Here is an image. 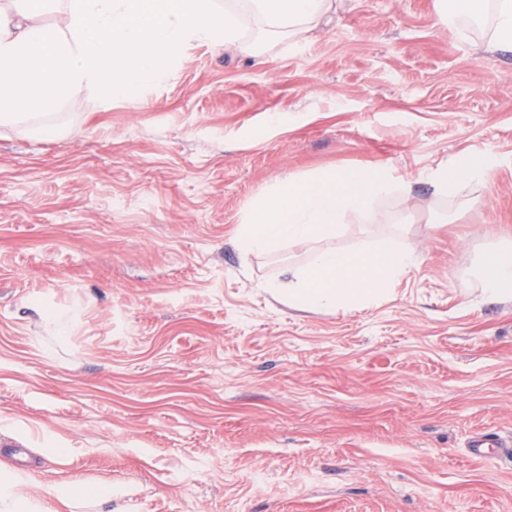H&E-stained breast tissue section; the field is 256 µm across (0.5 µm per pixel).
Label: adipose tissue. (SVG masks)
<instances>
[{"label":"adipose tissue","mask_w":512,"mask_h":512,"mask_svg":"<svg viewBox=\"0 0 512 512\" xmlns=\"http://www.w3.org/2000/svg\"><path fill=\"white\" fill-rule=\"evenodd\" d=\"M339 0H244L267 38L299 40L336 13ZM57 23L42 20L46 0H0V126H13L37 111L55 109L77 90L108 97L168 79L196 43L221 44L255 55L243 38L237 12L216 0H59ZM442 26L455 33L490 19L491 48L512 51V0H436ZM486 158H461L431 169L435 196H457L487 179ZM480 281L487 294L512 298V246L486 252ZM27 479L0 473V512H45L30 497Z\"/></svg>","instance_id":"adipose-tissue-1"}]
</instances>
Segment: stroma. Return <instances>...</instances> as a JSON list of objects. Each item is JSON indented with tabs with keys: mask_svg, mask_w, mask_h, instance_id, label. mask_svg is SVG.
Listing matches in <instances>:
<instances>
[{
	"mask_svg": "<svg viewBox=\"0 0 512 512\" xmlns=\"http://www.w3.org/2000/svg\"><path fill=\"white\" fill-rule=\"evenodd\" d=\"M484 40L435 0H346L261 58L196 43L129 96L80 89L60 138L0 126V470L82 512H512V300L478 280L512 240V52ZM463 155L489 181L436 197ZM334 167L413 185L336 246L390 230L419 263L378 305L295 310L265 284L310 250L245 254L240 219Z\"/></svg>",
	"mask_w": 512,
	"mask_h": 512,
	"instance_id": "1",
	"label": "stroma"
}]
</instances>
